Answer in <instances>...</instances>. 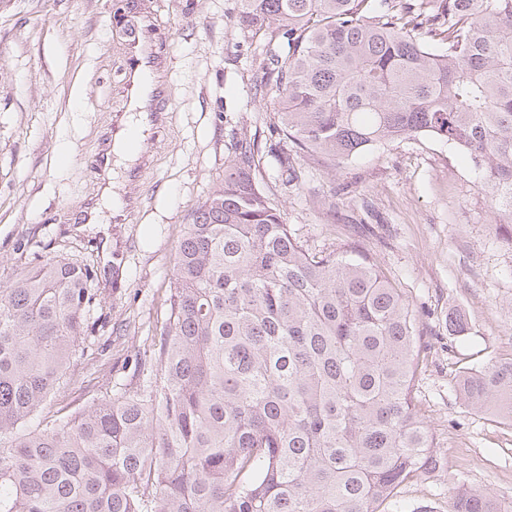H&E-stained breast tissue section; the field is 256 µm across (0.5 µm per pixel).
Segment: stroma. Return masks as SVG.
<instances>
[{"label":"stroma","instance_id":"1","mask_svg":"<svg viewBox=\"0 0 512 512\" xmlns=\"http://www.w3.org/2000/svg\"><path fill=\"white\" fill-rule=\"evenodd\" d=\"M236 13L237 0H0V286L37 256L82 261L108 321L30 427L142 382L135 364L151 360L177 248L224 181L231 133L270 134L274 114L256 93L265 38L240 35ZM143 21L166 108L116 178L123 208L86 226L101 182L88 161L109 150L129 108L128 31ZM303 172L286 187L273 159L261 166L286 224L312 249L355 242L404 293L431 344L414 397L438 464L379 512H450L460 483L512 508V424L464 407L455 386L458 371L512 357V244L495 231L474 164L419 136L337 168L307 161ZM331 194L332 210L322 204ZM456 312L461 336L448 332Z\"/></svg>","mask_w":512,"mask_h":512}]
</instances>
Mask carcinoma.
<instances>
[{"label": "carcinoma", "mask_w": 512, "mask_h": 512, "mask_svg": "<svg viewBox=\"0 0 512 512\" xmlns=\"http://www.w3.org/2000/svg\"><path fill=\"white\" fill-rule=\"evenodd\" d=\"M267 36L258 90L277 140L234 136L187 225L155 369L44 432L23 426L84 343L92 267L46 259L0 288V512H377L435 463L414 403L424 331L350 242L311 250L257 177L442 140L480 169L512 243V0H238ZM459 400L512 423V358ZM451 512H507L459 484Z\"/></svg>", "instance_id": "carcinoma-1"}]
</instances>
